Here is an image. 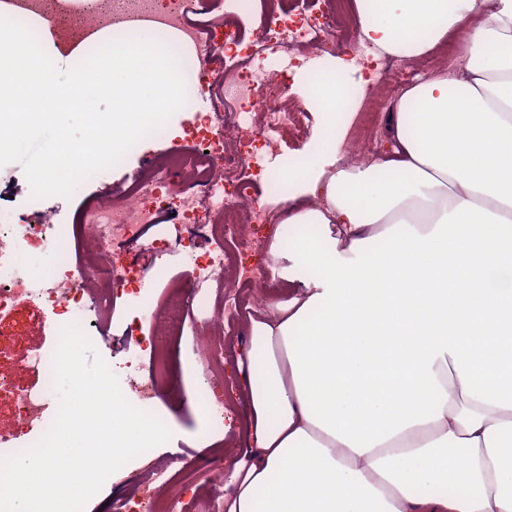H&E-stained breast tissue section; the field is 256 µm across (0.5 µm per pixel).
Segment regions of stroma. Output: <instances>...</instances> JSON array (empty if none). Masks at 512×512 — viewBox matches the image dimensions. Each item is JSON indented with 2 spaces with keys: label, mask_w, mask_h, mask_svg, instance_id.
<instances>
[{
  "label": "stroma",
  "mask_w": 512,
  "mask_h": 512,
  "mask_svg": "<svg viewBox=\"0 0 512 512\" xmlns=\"http://www.w3.org/2000/svg\"><path fill=\"white\" fill-rule=\"evenodd\" d=\"M200 113L209 115L213 123L223 122L228 111L220 88L213 86L193 94L186 106L158 132L142 139L121 164L101 171L95 179L82 182L67 198H32L22 164L12 162L0 166V213L9 216L27 214L50 224L78 223L87 207L100 200L106 192H123L129 184L130 173L146 168L158 154L177 149L185 155H192L195 145L191 139L185 138L184 131L195 123ZM127 311V306L122 304L109 314L86 311L82 314V325L98 353L117 375L125 397L134 406L155 414L171 430V439L152 448L151 456L188 457L202 466L220 451L224 454L225 463H232L240 443L238 435L245 422V366L234 361L225 367L224 398L228 406L224 412V428L220 431L211 429L198 401L207 374L204 365L197 362L192 352L191 336H184L181 344L173 348L181 360V380L187 392L186 399H141L138 386L146 379L147 370L134 372L123 366L131 352L122 322ZM55 323L51 309L39 310L25 301L21 302L13 317L0 320V326L13 333L10 342L0 345V374L14 375L17 362L28 353L37 351L53 355L59 338ZM136 477L142 480L137 488L132 485ZM148 478L139 460H131L108 478L102 490L87 504L85 512H112V502L128 496L132 489L143 493L150 491L152 485Z\"/></svg>",
  "instance_id": "1"
}]
</instances>
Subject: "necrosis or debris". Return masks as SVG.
I'll return each instance as SVG.
<instances>
[{"label": "necrosis or debris", "instance_id": "1", "mask_svg": "<svg viewBox=\"0 0 512 512\" xmlns=\"http://www.w3.org/2000/svg\"><path fill=\"white\" fill-rule=\"evenodd\" d=\"M193 2L145 0L141 15L157 27L180 31L192 46L186 61L192 84H222L220 74L209 66L213 51H221L234 62V79L223 84L236 105L231 123L217 130L209 120H200L190 133L199 146L192 157L165 156L137 173L126 192L113 196L108 205H93L83 212L80 235L98 255V263L81 268L58 262L46 276L30 279L22 258L24 241L38 235L58 251L68 242L70 228L0 218V319L9 316L23 298L33 307L51 308L63 325L78 322L89 304L109 309L121 301H149L148 280L163 281L171 256L178 254L191 267L190 283L155 302L153 317L171 323L177 336L192 329L194 355L210 374L220 376L225 338L235 335L246 311L264 307L273 299L271 261L261 249L259 236L273 206L256 193L253 168L260 154L273 151L284 135L303 136L310 121L303 102L291 93L292 71L260 69L253 48H285L303 59L336 50L341 3L317 0L310 6L306 0H285L273 9L268 23L250 30L244 21L250 13L248 0H227L228 15L198 24L187 20ZM455 58L452 48L421 63L404 57L359 56L358 64L371 78L355 93L362 101L360 134L355 148L347 150V158L357 161L366 156L384 103L411 83L415 69L434 72ZM171 209L177 210L181 223L154 232L159 215ZM201 233L210 244L203 251L196 245ZM129 244L153 254V277H146L135 256L126 252ZM24 280L30 286L22 293L17 284ZM212 288L224 292L223 307L213 311L207 306ZM125 334L139 352L154 361L141 386L142 397H183V384L173 360L160 348V337L143 335L133 321ZM28 365L43 371L42 393H32L0 374V393H8L17 418L12 435L0 434L1 448L8 447L13 438L24 436L32 441L47 431L44 413L54 403L52 361L35 353Z\"/></svg>", "mask_w": 512, "mask_h": 512}]
</instances>
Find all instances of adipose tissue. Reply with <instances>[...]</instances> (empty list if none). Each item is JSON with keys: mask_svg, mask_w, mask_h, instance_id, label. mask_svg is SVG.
Segmentation results:
<instances>
[{"mask_svg": "<svg viewBox=\"0 0 512 512\" xmlns=\"http://www.w3.org/2000/svg\"><path fill=\"white\" fill-rule=\"evenodd\" d=\"M481 5L354 0L391 55L465 35L361 164L342 154L352 66L296 68L315 143L266 173L292 291L245 324L248 446L224 512H512V0Z\"/></svg>", "mask_w": 512, "mask_h": 512, "instance_id": "adipose-tissue-1", "label": "adipose tissue"}]
</instances>
